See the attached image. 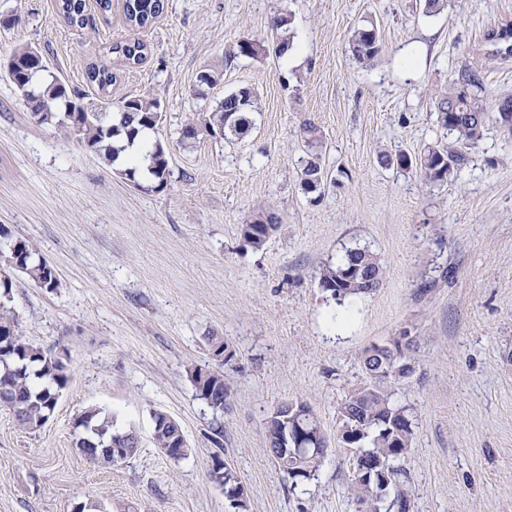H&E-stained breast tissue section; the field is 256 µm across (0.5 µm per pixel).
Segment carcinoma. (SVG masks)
<instances>
[{
  "mask_svg": "<svg viewBox=\"0 0 512 512\" xmlns=\"http://www.w3.org/2000/svg\"><path fill=\"white\" fill-rule=\"evenodd\" d=\"M58 14L69 25L82 27L86 23V0H57ZM126 23L134 30L146 29L161 16L164 0H122ZM291 18L279 14L271 21L277 34L275 53L284 54L291 46L288 37ZM485 44L488 54L503 57L512 55V23L507 22L489 29ZM349 49L361 65L370 63L382 49L377 26L369 22L357 27L350 39ZM112 56L123 67H136L144 63L150 46L139 38L112 44ZM269 51L264 42L242 38L229 46L224 53L225 63L239 57H259ZM36 53L32 47H22L13 52L0 70L6 72L15 87H20V70L17 62ZM85 82L108 97L117 82V73L108 65L92 63L86 67ZM483 88L482 70L466 66L452 74L448 89L436 100L438 123L453 136V140L429 147L414 160L405 153L394 157L383 154L381 162L397 164L404 170H416L427 182H444L468 162V150L483 137L488 120L483 100L477 91ZM85 95L56 76L36 85L35 92L25 96L31 113L44 120L52 119L67 126L68 111ZM256 104V94L250 87H241L224 95L208 119L205 128L242 139L252 129L250 118ZM160 102L144 96H126L119 101L118 112L108 118L105 112H84L77 117L79 127L74 131L78 143L111 162L118 149L114 140L126 136L128 140L141 131H154L162 119ZM306 158L301 172L302 188L315 192V180L324 174L319 152L322 147L318 128L308 123L303 127ZM147 171L157 191L167 187L168 148L157 142L147 152ZM276 229L272 219L256 218L241 225L245 240L259 248ZM6 268L0 269V299L9 295L12 278L6 269L24 273L37 287L54 291L59 279L54 269L39 257L34 246L25 240L9 242L8 254L0 257ZM368 271L382 284L385 270L380 258L366 248L354 247L345 251L334 265L320 271L321 288L329 292L338 303L354 300L374 293L361 281V273ZM414 337L404 335L387 344L373 343L361 353V364L366 382L355 389L339 408L342 442L358 450L356 470L349 486V493L358 512H412L409 473L404 461L409 454L413 430L406 410L394 405L387 382L391 378L405 377L412 367L408 352L413 350ZM13 365L8 374L0 376V408L12 411L20 424L29 430L42 427L54 414L60 393L69 382L67 364L62 358L33 343L22 333L15 314L0 302V363ZM191 379L199 398L216 410L229 404L231 391L224 377L217 372L197 366L190 369ZM167 414L153 413V440L158 448H169L174 426L165 423ZM87 433L79 443L87 459L98 465L110 466L115 457L126 459L138 447L136 435L120 449H105L99 439L112 437L113 421L94 407L86 410L79 420ZM269 451L284 480L295 489L314 476L320 457L326 449V438L320 423L305 403L288 402L279 405L267 420ZM211 475L224 484L226 497L246 495L244 486L233 469L216 454L212 457Z\"/></svg>",
  "mask_w": 512,
  "mask_h": 512,
  "instance_id": "cac0c4a2",
  "label": "carcinoma"
}]
</instances>
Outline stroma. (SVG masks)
<instances>
[{
  "mask_svg": "<svg viewBox=\"0 0 512 512\" xmlns=\"http://www.w3.org/2000/svg\"><path fill=\"white\" fill-rule=\"evenodd\" d=\"M292 18L298 57L275 53L225 64L244 37L266 39L274 16ZM0 62L37 49L50 73L86 86L88 63L114 65L112 43L145 40L151 54L123 68L108 97L149 95L164 121L166 189L134 185L64 128L39 124L0 76V224L30 241L57 271L49 292L21 273L7 305L30 340L66 349L70 377L39 430L0 410V512H233L209 474L213 453L235 470L249 512H356L353 457L337 438L338 408L362 385L359 357L411 332L413 370L390 386L413 440L406 468L413 512H512V133L487 120L467 166L442 183L382 166L380 154L417 157L446 137L435 98L455 69L484 73L488 109L512 96V56H488L486 31L512 22V0H447L428 16L420 0H165L155 23L126 26L121 0L87 24L59 18L56 0H0ZM374 22L382 50L369 65L349 51ZM205 68L219 85L197 81ZM253 88L254 129L238 140L203 131L225 94ZM317 126L324 187L301 186V141ZM197 138L182 141L185 124ZM278 227L253 247L240 226L258 215ZM381 259L380 288L338 305L320 270L345 249ZM221 337L230 361L213 356ZM223 375L231 402L198 399L188 369ZM306 402L328 439L314 478L290 488L268 451L266 422L282 402ZM134 432L138 447L109 466L78 447L88 408ZM177 420L192 451L156 448L152 414Z\"/></svg>",
  "mask_w": 512,
  "mask_h": 512,
  "instance_id": "stroma-1",
  "label": "stroma"
}]
</instances>
